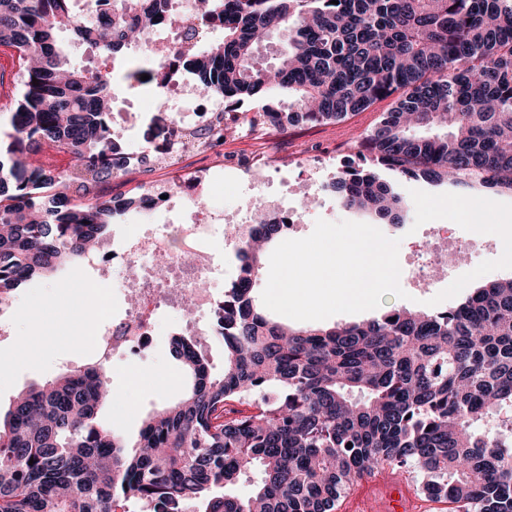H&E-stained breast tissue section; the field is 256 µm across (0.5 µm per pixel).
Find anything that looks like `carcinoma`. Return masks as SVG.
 I'll use <instances>...</instances> for the list:
<instances>
[{"mask_svg":"<svg viewBox=\"0 0 512 512\" xmlns=\"http://www.w3.org/2000/svg\"><path fill=\"white\" fill-rule=\"evenodd\" d=\"M176 0H0V47L19 70L10 131L0 139V300L81 263L109 226L153 200L105 199L93 189L154 157L112 136L111 79L76 66L58 38L139 56L146 30L182 29L181 68L224 123L247 99L251 125L332 123L396 96L360 137L374 166L329 184L346 210L406 223L402 180L512 190V0H207L222 37L197 43ZM282 37L278 63L260 45ZM38 84H33L32 79ZM71 156L64 170L35 157ZM261 232L237 252L214 338L224 370L211 373L193 336L171 352L191 385L131 440L99 413L110 396L95 363L30 388L0 425V512H335L381 465L414 473L418 491L459 512H512V280L490 281L432 313L392 309L378 319L294 329L257 311L260 243L280 235L259 199ZM258 473L251 492L240 479Z\"/></svg>","mask_w":512,"mask_h":512,"instance_id":"1","label":"carcinoma"}]
</instances>
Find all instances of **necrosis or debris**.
Wrapping results in <instances>:
<instances>
[{"instance_id": "obj_1", "label": "necrosis or debris", "mask_w": 512, "mask_h": 512, "mask_svg": "<svg viewBox=\"0 0 512 512\" xmlns=\"http://www.w3.org/2000/svg\"><path fill=\"white\" fill-rule=\"evenodd\" d=\"M161 91L172 103L168 125L176 132L208 125L224 109L222 98H201L191 81L176 69L172 70L168 82L162 84ZM210 181V174L196 172L178 174L171 181L150 183L147 190L160 212H169L175 199L193 200L194 206L186 211L184 220L158 225L151 232L137 224L129 225L119 247L112 249L104 245L86 258V266L98 270L97 287L108 291L120 286L133 293L120 322H110L105 313L99 318V332L91 341L89 351L104 367L130 360L134 355L143 356L161 312H179L188 297L193 298L201 319L180 321V329L197 336L210 335L214 317L224 301L223 293L211 287L222 272L216 246L224 241L240 245L255 229L248 216L217 214L199 205L198 199ZM160 253L169 256V276L155 282L151 279L152 259Z\"/></svg>"}]
</instances>
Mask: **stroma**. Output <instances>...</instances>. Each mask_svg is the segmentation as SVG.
<instances>
[{"instance_id": "obj_1", "label": "stroma", "mask_w": 512, "mask_h": 512, "mask_svg": "<svg viewBox=\"0 0 512 512\" xmlns=\"http://www.w3.org/2000/svg\"><path fill=\"white\" fill-rule=\"evenodd\" d=\"M130 69L126 58H116L112 63V98L117 108L112 115V129L124 142L138 147L155 140L156 128L165 122L166 117L158 108L142 106L144 100L153 97L152 86H142L135 93L129 91L126 75ZM389 107V101L382 100L339 123L300 125L278 131L274 145L287 155L288 165L273 177L263 193H256L242 172L227 170L223 173L222 182L202 196V203L213 211L228 214L258 195L269 207L276 200H284L300 214L299 222L291 233L295 239L310 235L320 218L330 222H367V215L342 209L335 196L325 192L324 186L346 166L361 164L357 139L371 130L381 112ZM381 230L387 237L400 241V285L405 292L404 297L383 295L380 308L358 314H337L325 319V326L366 322L394 308L420 309L422 301L437 295L455 278L473 270L482 261L498 259L502 254L503 243L497 235H490L488 245L480 246L476 243L477 233L463 230L445 219L426 222L414 232L405 224H385ZM438 231L446 233L449 243L463 246L465 253L463 257L453 258L445 273L436 276L433 287H417L413 277V258L420 244ZM91 281L90 273L67 270L51 280L26 286L18 292L9 322V334L0 339L1 412L7 411L13 399L30 386L45 384L89 362L87 344L74 339L79 331L78 323L62 311L42 313L40 304L50 295L61 303H73ZM35 316L39 317L50 345L37 358L31 359L23 354L22 348L27 339V323ZM176 323L174 315L163 314L151 351L136 366L118 362L106 372L112 401L103 407L100 417L112 421L129 438L137 437L152 411L177 402L184 394L185 370L170 354ZM159 377L164 378V385H156L155 380Z\"/></svg>"}]
</instances>
